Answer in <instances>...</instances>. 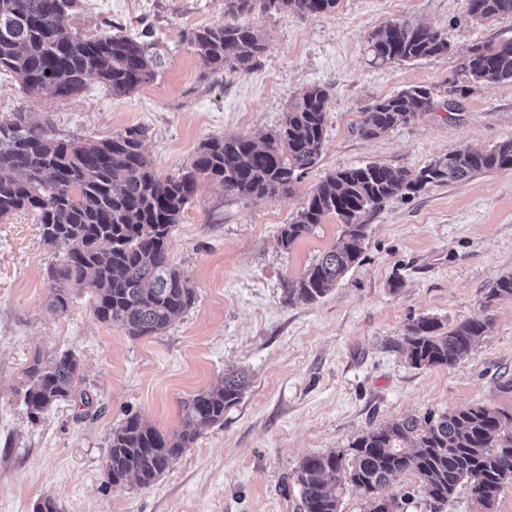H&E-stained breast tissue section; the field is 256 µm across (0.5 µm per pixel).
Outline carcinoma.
I'll return each mask as SVG.
<instances>
[{"instance_id":"1","label":"carcinoma","mask_w":512,"mask_h":512,"mask_svg":"<svg viewBox=\"0 0 512 512\" xmlns=\"http://www.w3.org/2000/svg\"><path fill=\"white\" fill-rule=\"evenodd\" d=\"M338 0H224V21L196 28L186 36L193 52L213 74L247 72L266 50L248 15L331 12ZM474 20L512 14V0H465ZM83 0H0V72L49 99H67L95 76L116 96H125L155 77L162 64L157 44L145 31L140 40L69 30L68 17ZM373 62H411L448 53V32L399 20L368 39ZM473 84L512 81V40L475 44L463 64ZM328 92L313 84L294 95L278 129L259 141L213 137L199 146L185 171L158 174L143 151L142 132L94 142L56 136L50 119L30 120L17 111L0 122V218L16 212L34 215L45 244L58 258L49 267V306L67 311L71 292L91 295L95 318L120 324L138 338L162 333L190 309L195 292L171 264V227L205 176L232 195L273 197L292 188L321 156ZM435 107L429 89L414 87L368 106L358 132L374 138ZM512 170V139L487 150L464 146L417 172L377 163L339 168L319 182L296 219L280 227L285 248L310 234L327 215L342 221L336 243L298 280L284 288L286 301L314 303L338 277L359 262L366 237L365 215L391 197L417 193L430 185L463 183L473 176ZM486 323L467 320L451 330L434 318L413 322L404 351L414 367H448L465 360L483 336ZM23 402L36 419L51 406L90 397L76 393L79 360L65 351L51 358L37 354L26 369ZM246 388L237 369L224 371L215 389H202L182 402L184 428L163 433L137 415L112 431L105 463L108 482L133 478L155 484L172 461L192 447L203 430L224 422ZM411 473L415 486L401 499L379 496L392 480ZM297 512H342L345 489L356 487L366 512H401L402 502L419 494L435 504L454 498L466 485L475 512H494L499 494L512 483V413L483 405L448 414L412 416L361 434L343 449L305 457L296 471Z\"/></svg>"}]
</instances>
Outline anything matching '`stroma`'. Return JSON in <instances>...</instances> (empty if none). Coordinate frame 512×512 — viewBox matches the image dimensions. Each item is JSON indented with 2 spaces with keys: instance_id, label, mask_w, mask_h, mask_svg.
<instances>
[{
  "instance_id": "obj_1",
  "label": "stroma",
  "mask_w": 512,
  "mask_h": 512,
  "mask_svg": "<svg viewBox=\"0 0 512 512\" xmlns=\"http://www.w3.org/2000/svg\"><path fill=\"white\" fill-rule=\"evenodd\" d=\"M407 19L447 31L448 54L412 63H372L368 36ZM224 20V0H85L69 18L81 35L151 29L165 63L127 96L98 78L68 99H47L0 74V120L17 109L49 117L58 136L98 141L139 127L145 154L168 176L214 136L257 138L281 123L293 95L316 83L329 93L321 157L293 191L242 199L200 179L169 257L194 288V306L161 334L133 338L100 323L90 295L74 292L67 312L47 307L54 250L29 214L0 218V512H34L54 497L62 512H295L293 476L306 456L346 448L393 420L469 405L512 411V298H496L512 272V170L462 184L398 195L368 215L362 261L317 302H285L342 231L326 216L289 248L277 243L306 197L339 168L376 162L418 171L468 146L512 138V81L457 96L450 79L470 47L512 39V14L473 21L464 0H338L326 14H253L262 61L246 73L209 74L189 47L192 29ZM415 86L436 107L378 137L357 132L364 108ZM458 100L451 113L446 102ZM433 317L445 328L482 320L471 355L448 367H413L407 327ZM75 354L82 366L75 402L31 419L22 402L35 353ZM230 367L248 387L174 459L154 485L109 484L114 429L133 414L159 430L181 429V403L217 386Z\"/></svg>"
}]
</instances>
